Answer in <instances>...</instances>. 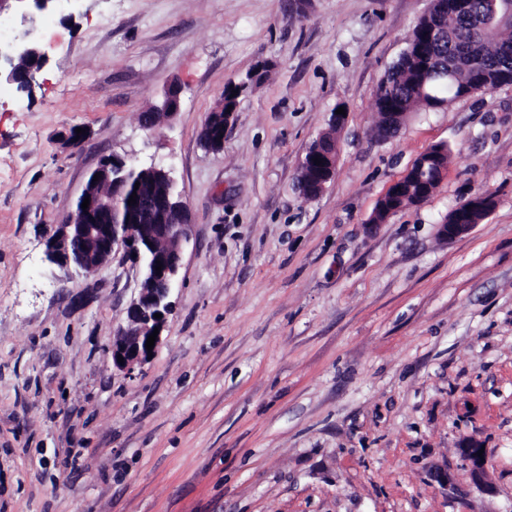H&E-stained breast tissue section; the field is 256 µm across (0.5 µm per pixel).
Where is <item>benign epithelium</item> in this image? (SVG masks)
<instances>
[{
  "instance_id": "benign-epithelium-1",
  "label": "benign epithelium",
  "mask_w": 512,
  "mask_h": 512,
  "mask_svg": "<svg viewBox=\"0 0 512 512\" xmlns=\"http://www.w3.org/2000/svg\"><path fill=\"white\" fill-rule=\"evenodd\" d=\"M53 0H0V11L15 7L21 23L31 24L35 12L45 11ZM509 11L502 0H488L487 9L478 18L477 26L486 32L506 19ZM49 61V55L40 40L25 32L22 37L4 47L0 46V80L15 84L21 90L32 89L37 75ZM179 96L175 89L166 91L162 104L150 113L146 129L154 130L171 122L179 112ZM224 124L206 118L200 141L209 150L218 152L224 148ZM320 159L315 164L314 159ZM339 158L336 139H324L313 152V157L300 161L296 186L303 196H318L333 179ZM434 166L439 178H444L448 162L437 155L419 157L416 168H410L405 177L421 178L426 167ZM127 162L112 157L103 160L95 169L98 179H89L76 202V210L68 219L57 225L46 241V254L50 261L71 265L86 275L93 274L97 265L90 261L95 255L108 257L123 249L135 256L140 263L143 283L150 288L141 289L138 298L128 311L127 326L121 328L112 340V364L118 369L130 371L149 360L146 341L153 331H163L168 314L172 311L170 292L182 266V246L189 240L191 225L190 209L182 198L172 199L173 178L170 170L151 166L149 181L160 186L143 194L136 204L123 202L122 172ZM89 207L82 209L84 199ZM474 229L472 224L454 220L440 224L441 235L456 238ZM161 271H156L157 264ZM161 317H155V314ZM124 362H118V357ZM480 446L472 443L462 449L475 481L482 480L487 458L478 456Z\"/></svg>"
}]
</instances>
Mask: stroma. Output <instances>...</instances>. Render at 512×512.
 <instances>
[{
  "label": "stroma",
  "mask_w": 512,
  "mask_h": 512,
  "mask_svg": "<svg viewBox=\"0 0 512 512\" xmlns=\"http://www.w3.org/2000/svg\"><path fill=\"white\" fill-rule=\"evenodd\" d=\"M428 7L55 0L37 16L32 94L0 82V512H512V85L375 135L380 80ZM256 66L223 150L205 149L206 116ZM172 85L176 120L143 129ZM340 103L336 174L304 199L299 163ZM439 143L433 194L366 231ZM109 156L170 169L191 212L162 341L129 372L109 348L139 268L119 250L86 278L45 253ZM483 191L490 214L444 239ZM447 150H448V160L447 161H442L438 155L420 156L415 169H413V164H412V166L407 170V172L403 176H401L399 179H397L390 185V187L388 188L386 193L379 199L377 206L375 208L376 211L379 208H382L383 206H387V203L389 200L395 199V197L397 195V189L395 187L399 183L403 182L406 177L418 178V179H420L421 182H424L425 180L421 176V173L423 171H425L427 166L436 167L439 171V179L442 180L444 178L445 174L447 173L448 162H449L450 156H451V153H450V150L448 149V147H447ZM388 193H390V197H388Z\"/></svg>",
  "instance_id": "1"
}]
</instances>
